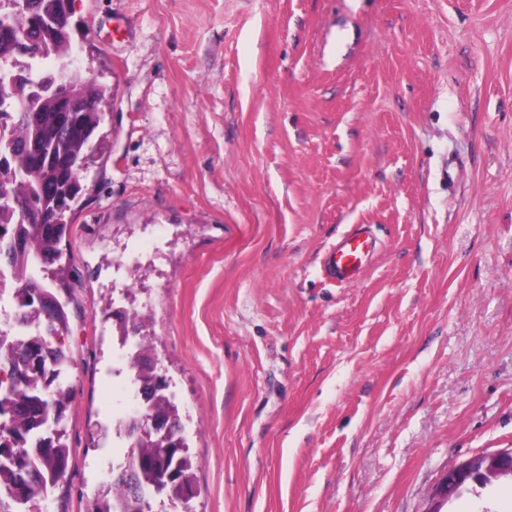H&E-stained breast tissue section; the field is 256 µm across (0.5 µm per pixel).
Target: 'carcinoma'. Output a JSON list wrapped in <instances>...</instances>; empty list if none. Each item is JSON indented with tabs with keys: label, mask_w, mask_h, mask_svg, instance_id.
I'll use <instances>...</instances> for the list:
<instances>
[{
	"label": "carcinoma",
	"mask_w": 512,
	"mask_h": 512,
	"mask_svg": "<svg viewBox=\"0 0 512 512\" xmlns=\"http://www.w3.org/2000/svg\"><path fill=\"white\" fill-rule=\"evenodd\" d=\"M72 0H26L17 16L0 9V117H9L8 134L0 138V184L9 195L30 203L32 210L52 212L51 224H34L28 211L0 207V251L9 241L29 243V254L12 258L18 282L16 318L28 321L29 335L15 340L0 331V379L9 383L12 414L0 428V448L11 460H0V512H28L27 505L40 503L49 488L66 478L71 448L65 434L50 443L43 441L41 421L54 415L64 420L71 399L62 381L51 384L46 373L33 370L27 358L42 342L64 340L68 329L66 304L57 302L52 322L41 324V316L23 303L27 289L41 285V292L58 298L59 277L54 270H41L32 255L43 250L60 252L68 231L67 214L73 211L83 190L82 178L89 160L99 150L95 134L101 122L106 89L86 82L75 62L79 51L72 41ZM17 74L23 80L21 100L9 93V81ZM66 82L74 95L87 99V106L67 112L56 100V88ZM148 408L178 416V407L163 393L148 397ZM123 464L133 468L141 484H155L156 473L174 470L173 483L164 496L183 489L195 490L193 462L187 452L155 444L151 436L141 438L129 450ZM87 512H150L149 501L131 499L122 484L103 483Z\"/></svg>",
	"instance_id": "1"
}]
</instances>
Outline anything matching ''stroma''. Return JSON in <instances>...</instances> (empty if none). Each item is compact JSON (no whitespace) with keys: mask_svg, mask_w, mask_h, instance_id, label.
I'll return each instance as SVG.
<instances>
[{"mask_svg":"<svg viewBox=\"0 0 512 512\" xmlns=\"http://www.w3.org/2000/svg\"><path fill=\"white\" fill-rule=\"evenodd\" d=\"M72 8L109 97L60 245L51 512H86L133 405L119 307L179 409L192 512H425L443 473L512 448V0ZM359 224L361 278L328 280ZM137 239L157 253L111 274ZM446 512H512V479ZM376 247V240L360 226L348 231L333 246L325 261L327 275L340 284L360 276L365 262Z\"/></svg>","mask_w":512,"mask_h":512,"instance_id":"stroma-1","label":"stroma"}]
</instances>
